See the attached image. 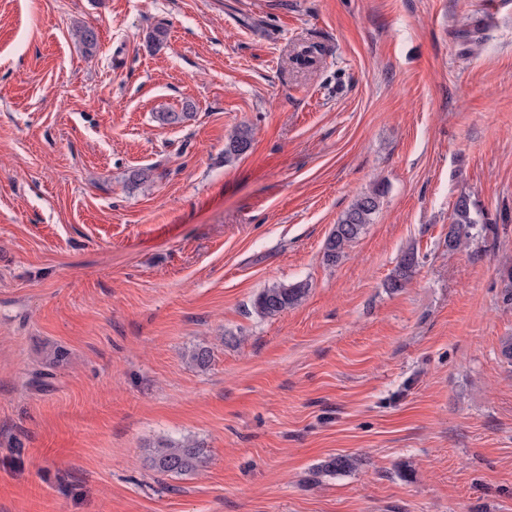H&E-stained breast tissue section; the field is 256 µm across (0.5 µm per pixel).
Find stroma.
<instances>
[{"instance_id":"obj_1","label":"stroma","mask_w":512,"mask_h":512,"mask_svg":"<svg viewBox=\"0 0 512 512\" xmlns=\"http://www.w3.org/2000/svg\"><path fill=\"white\" fill-rule=\"evenodd\" d=\"M511 289L512 0H0V512H512ZM251 141L248 127L238 129L224 145V157L233 158L245 154L251 147ZM381 194L379 188H374L358 195L338 218L324 245V260L328 264H336L345 249L360 237L367 224H371L372 216L379 209ZM477 224L471 211V201L468 196H459L453 209L450 230L448 231V248L456 250L463 244V239L470 238V229ZM417 264V254L414 249H407L404 251L393 275L389 278L388 288L393 290L404 288L405 284L413 276ZM308 289L309 284L303 281L263 289L253 301L254 310L261 316H275L298 305L307 295ZM205 461L204 448L193 439L160 443L150 457L151 467L167 474L195 471Z\"/></svg>"}]
</instances>
